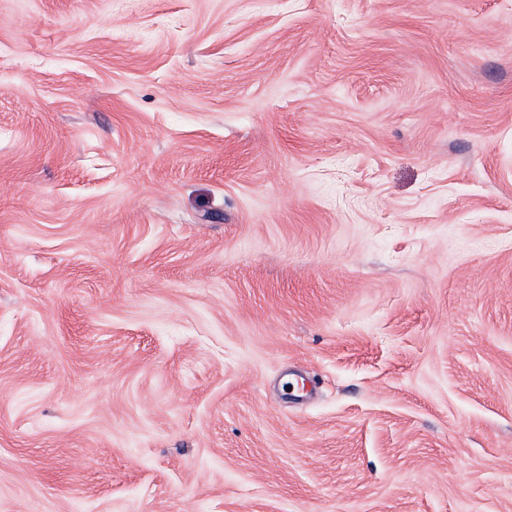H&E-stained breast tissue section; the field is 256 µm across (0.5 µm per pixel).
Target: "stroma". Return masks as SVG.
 <instances>
[{
  "label": "stroma",
  "mask_w": 512,
  "mask_h": 512,
  "mask_svg": "<svg viewBox=\"0 0 512 512\" xmlns=\"http://www.w3.org/2000/svg\"><path fill=\"white\" fill-rule=\"evenodd\" d=\"M0 512H512V0H0Z\"/></svg>",
  "instance_id": "35a3bbf8"
}]
</instances>
